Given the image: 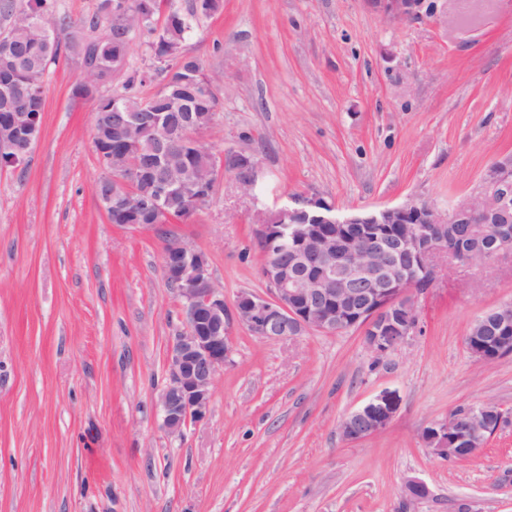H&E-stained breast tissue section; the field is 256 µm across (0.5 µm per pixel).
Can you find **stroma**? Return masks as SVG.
<instances>
[{"instance_id":"1","label":"stroma","mask_w":512,"mask_h":512,"mask_svg":"<svg viewBox=\"0 0 512 512\" xmlns=\"http://www.w3.org/2000/svg\"><path fill=\"white\" fill-rule=\"evenodd\" d=\"M402 21L370 0H224L186 50L215 80L202 139L257 169L220 172L186 223L115 224L95 189L92 99L76 64L47 73L42 133L0 168V512H512V423L444 460L422 431L459 408L512 412V355L479 366L471 322L512 302V255L440 265L419 328L376 359L360 332L261 339L241 327L208 417L162 429L157 396L181 298L166 237L206 253L232 303L265 293L253 214L313 193L342 210L470 192L512 153V0H426ZM387 397L391 423L345 440L341 419ZM427 498L406 503L407 478Z\"/></svg>"}]
</instances>
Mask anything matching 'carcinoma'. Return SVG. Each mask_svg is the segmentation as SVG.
Here are the masks:
<instances>
[{"mask_svg":"<svg viewBox=\"0 0 512 512\" xmlns=\"http://www.w3.org/2000/svg\"><path fill=\"white\" fill-rule=\"evenodd\" d=\"M129 7L140 8L149 16L144 32L152 38L154 57L167 58V66L148 69L129 77L123 91L112 95L100 94L102 86L112 82L119 62L126 58L130 45L101 40V33L112 27V11L121 6L118 0H98L95 13L80 24L55 11L54 0H0V19L13 21L11 27L0 31V79L20 85L19 101L26 104V111H43L44 98L35 88L43 87V80L51 64L61 56L76 59L80 68L93 70V80L88 86L76 83L74 93L90 98L96 103V113L120 112L141 113L144 111L139 87L158 75L164 76V84L174 79H185L197 85L211 83L203 72L198 60L186 52L185 44L192 30L193 21L219 13L223 0H192L190 13L185 15L172 8L164 23L156 24L161 0H127ZM44 20L50 35L33 27L29 18ZM153 111L163 113L166 118L178 122L190 114L191 123L198 130L208 129L217 114L218 99L211 90L201 91L190 102L164 88L156 92ZM149 135L143 126L129 124L121 141L112 138V123L97 125L93 140L96 151L106 158L120 152L136 156V147L148 142ZM164 165L171 174L187 175L197 182H203L202 189L193 195L207 200L212 197L214 186L209 181L210 173L219 170L220 162L214 153L195 134L187 136L177 149L166 153ZM189 196L176 189L167 201L166 221H183L190 215ZM114 224H150L152 218L138 209H129L121 214H108Z\"/></svg>","mask_w":512,"mask_h":512,"instance_id":"obj_1","label":"carcinoma"}]
</instances>
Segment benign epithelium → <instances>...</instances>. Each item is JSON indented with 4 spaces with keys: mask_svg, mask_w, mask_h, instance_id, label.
<instances>
[{
    "mask_svg": "<svg viewBox=\"0 0 512 512\" xmlns=\"http://www.w3.org/2000/svg\"><path fill=\"white\" fill-rule=\"evenodd\" d=\"M371 3L396 18L416 15L424 7V0ZM112 26L135 33L143 18L124 8L114 16ZM14 104L12 88H1L0 108L6 110L7 123L0 127V156L13 152L19 139L31 147L36 143L32 134L42 127L38 113L13 112ZM139 120L153 132L150 144L158 150L143 161L113 157L108 169L112 190L99 200L106 211L135 205L134 187L149 176L146 202L160 218L166 215L168 196L179 182L158 176L157 170L163 152L176 146L186 129L166 125L149 112ZM254 223L257 240H288L291 247L264 256L261 274L268 295L240 291L230 306L209 272L205 253L176 236L163 243V274L179 286L183 300V328L169 344L166 382L158 395L162 428L170 437H182L189 424L209 414L214 380L232 354L230 331L235 325L261 339L309 330L329 334L358 330L379 359L397 349L419 324L414 288L419 275H436L442 257L450 266L480 267L512 252V231L502 232L491 247L472 250L461 259L447 247L450 224L512 223V154L495 159L472 192L446 209L426 199H410L341 212L317 194H303L275 209L257 211ZM470 332L512 334V303L475 318ZM393 413L388 399H374L349 412L340 422V432L347 441L367 439L384 430ZM491 413H500L499 407L470 406L466 413H453L424 430L422 439L435 455L458 460L466 450L486 445ZM405 492L406 500L412 501L424 499L430 490L423 481L409 478Z\"/></svg>",
    "mask_w": 512,
    "mask_h": 512,
    "instance_id": "1",
    "label": "benign epithelium"
}]
</instances>
